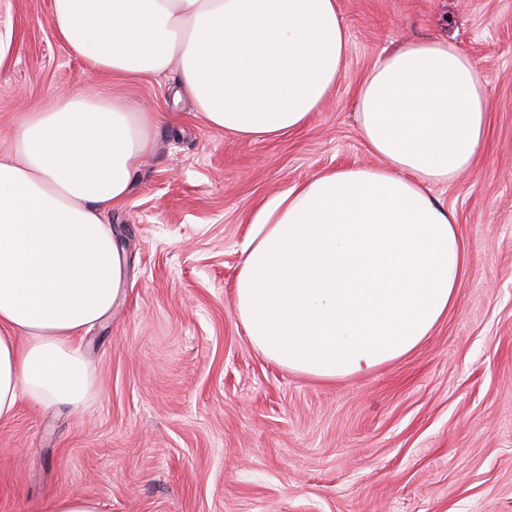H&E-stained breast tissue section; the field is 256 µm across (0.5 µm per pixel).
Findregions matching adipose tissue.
<instances>
[{
  "mask_svg": "<svg viewBox=\"0 0 512 512\" xmlns=\"http://www.w3.org/2000/svg\"><path fill=\"white\" fill-rule=\"evenodd\" d=\"M51 22L98 70L177 72L207 127L244 139L304 127L346 67L336 0H51ZM355 106L378 164L323 172L266 204L235 282L251 342L322 380L407 355L452 307L468 259L428 187L473 167L489 101L467 54L424 39L377 61ZM155 125L151 113L71 93L27 117L0 158V423L25 399H87L77 336L127 285L106 217Z\"/></svg>",
  "mask_w": 512,
  "mask_h": 512,
  "instance_id": "adipose-tissue-1",
  "label": "adipose tissue"
}]
</instances>
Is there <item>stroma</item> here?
Wrapping results in <instances>:
<instances>
[{"label":"stroma","mask_w":512,"mask_h":512,"mask_svg":"<svg viewBox=\"0 0 512 512\" xmlns=\"http://www.w3.org/2000/svg\"><path fill=\"white\" fill-rule=\"evenodd\" d=\"M346 68L308 124L274 140L208 129L176 74L112 76L71 54L50 0H0V156L29 113L81 91L159 117L152 152L108 218L129 258L125 300L84 333L80 408L22 401L0 424V512L53 498L100 512H512V0H337ZM445 39L490 103L474 168L430 194L468 269L420 345L325 381L283 369L235 308L242 246L277 195L373 166L354 113L385 54Z\"/></svg>","instance_id":"35a3bbf8"}]
</instances>
